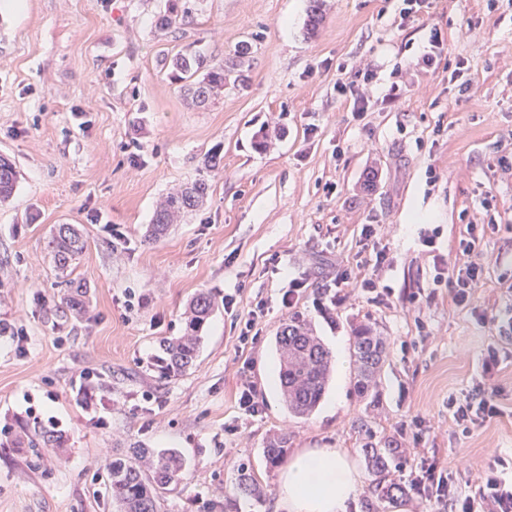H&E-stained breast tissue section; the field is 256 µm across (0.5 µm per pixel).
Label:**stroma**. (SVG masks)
Returning a JSON list of instances; mask_svg holds the SVG:
<instances>
[{"instance_id":"1","label":"stroma","mask_w":512,"mask_h":512,"mask_svg":"<svg viewBox=\"0 0 512 512\" xmlns=\"http://www.w3.org/2000/svg\"><path fill=\"white\" fill-rule=\"evenodd\" d=\"M18 2L0 6V155L17 171L0 202V320L22 331L0 335V512H115L106 465L139 446L185 461L164 512H273L282 467L264 457L268 438L286 434L292 452L338 448L360 467V421L413 462L447 460L466 491L495 457L512 459V357L487 376L478 368L512 313V0H430L405 23L400 0H323L312 35L311 0ZM434 28L442 53L424 69ZM242 41L247 80L227 74L203 106L164 63L195 50L224 61ZM460 60L475 80L465 94L447 71ZM365 68L375 78L359 114L338 86ZM394 83L400 100L383 103ZM213 153L220 166L204 168ZM201 177L203 203L150 240L166 196ZM60 224L86 241L63 273L51 248ZM470 224L486 227L484 271L458 307L434 259L455 263ZM346 270L390 296L337 287ZM294 278L306 282L295 314L333 359L349 358L360 324L385 336L374 406L355 394L352 368H337L311 415L289 414L275 338ZM70 281L88 290L83 313L63 301ZM201 292L214 311L196 363L163 374L162 342L183 334ZM259 303V338L242 344ZM245 377L256 417L238 408ZM478 381L502 391L503 413L456 433L448 398ZM411 421L424 442L402 430ZM46 431L57 442L29 447ZM244 470L262 498L234 494Z\"/></svg>"}]
</instances>
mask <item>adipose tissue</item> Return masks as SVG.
Segmentation results:
<instances>
[{
  "mask_svg": "<svg viewBox=\"0 0 512 512\" xmlns=\"http://www.w3.org/2000/svg\"><path fill=\"white\" fill-rule=\"evenodd\" d=\"M361 486L359 472L338 448H302L282 470L278 512H346Z\"/></svg>",
  "mask_w": 512,
  "mask_h": 512,
  "instance_id": "ef3b65f1",
  "label": "adipose tissue"
}]
</instances>
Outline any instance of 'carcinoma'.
Returning a JSON list of instances; mask_svg holds the SVG:
<instances>
[{"label":"carcinoma","instance_id":"1","mask_svg":"<svg viewBox=\"0 0 512 512\" xmlns=\"http://www.w3.org/2000/svg\"><path fill=\"white\" fill-rule=\"evenodd\" d=\"M307 24L315 33L324 21L322 0H312ZM170 67L183 81L186 97L198 105L211 102L224 93V62H216L199 51L176 53ZM16 183L12 162L0 156V201L9 199ZM209 184L199 179L190 186L170 193L156 213L151 235H165L169 224L182 213L200 204L208 195ZM54 260L64 272L69 262L80 254L85 242L71 224H61L52 239ZM213 311L211 298L201 293L192 302V316L184 335L163 341L166 358L163 371L181 373L191 368L198 356L199 332ZM280 357L279 384L288 412L304 417L312 413L323 399L330 380L331 352L313 329L298 317L291 318L276 337ZM352 356L356 367L353 388L363 400L376 401L377 378L384 365L385 340L369 323L359 325L352 336ZM362 439L360 451L375 479L364 501L362 512H381L385 503L406 492L396 475L409 464V454L390 440H375L365 425L357 426ZM286 439H273L265 448L269 463L278 462L286 453ZM185 470L182 457L172 450L136 448L132 455L116 457L107 464L108 488L119 512H161L164 495L176 489ZM242 495L258 496L260 488L251 474L242 472L236 486Z\"/></svg>","mask_w":512,"mask_h":512}]
</instances>
